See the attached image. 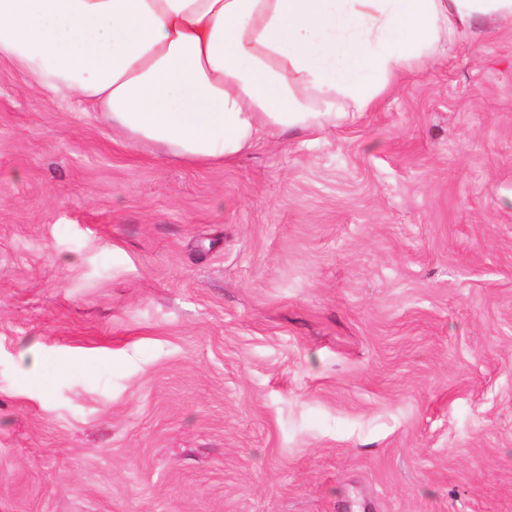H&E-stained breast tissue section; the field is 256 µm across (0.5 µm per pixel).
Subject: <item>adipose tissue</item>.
Segmentation results:
<instances>
[{
	"label": "adipose tissue",
	"mask_w": 512,
	"mask_h": 512,
	"mask_svg": "<svg viewBox=\"0 0 512 512\" xmlns=\"http://www.w3.org/2000/svg\"><path fill=\"white\" fill-rule=\"evenodd\" d=\"M512 0H0V57L135 143L233 163L264 135L369 112Z\"/></svg>",
	"instance_id": "adipose-tissue-1"
}]
</instances>
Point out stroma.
Here are the masks:
<instances>
[{
  "instance_id": "obj_1",
  "label": "stroma",
  "mask_w": 512,
  "mask_h": 512,
  "mask_svg": "<svg viewBox=\"0 0 512 512\" xmlns=\"http://www.w3.org/2000/svg\"><path fill=\"white\" fill-rule=\"evenodd\" d=\"M0 512H512V24L227 165L1 57Z\"/></svg>"
}]
</instances>
